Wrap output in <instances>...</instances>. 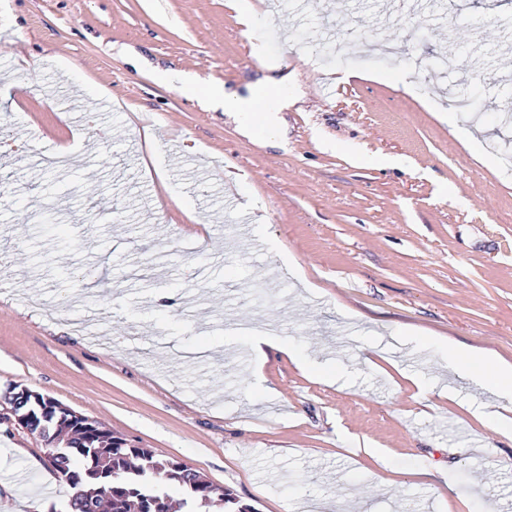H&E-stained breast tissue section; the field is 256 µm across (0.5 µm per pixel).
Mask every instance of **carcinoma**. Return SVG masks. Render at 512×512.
<instances>
[{"label": "carcinoma", "instance_id": "carcinoma-1", "mask_svg": "<svg viewBox=\"0 0 512 512\" xmlns=\"http://www.w3.org/2000/svg\"><path fill=\"white\" fill-rule=\"evenodd\" d=\"M43 425L44 440L51 445L48 463L73 491L70 512H132V501L138 503V512H157V504L165 505L167 512H181L188 505L204 508L215 496L227 512L249 509L214 488L199 471L176 460L158 459L151 450L126 440L118 442L97 427H70L69 438L60 446L54 443L57 420ZM175 491L183 497L175 498Z\"/></svg>", "mask_w": 512, "mask_h": 512}]
</instances>
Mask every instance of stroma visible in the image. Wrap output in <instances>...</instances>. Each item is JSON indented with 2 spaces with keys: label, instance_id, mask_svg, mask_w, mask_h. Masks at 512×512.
<instances>
[{
  "label": "stroma",
  "instance_id": "obj_1",
  "mask_svg": "<svg viewBox=\"0 0 512 512\" xmlns=\"http://www.w3.org/2000/svg\"><path fill=\"white\" fill-rule=\"evenodd\" d=\"M248 2L0 0V414L52 397L252 512H512V406L413 340L512 362V0ZM272 64L298 99L263 148L201 95ZM476 83L495 121L441 120ZM266 323L318 376L273 352L255 383ZM47 453L0 432V512H64Z\"/></svg>",
  "mask_w": 512,
  "mask_h": 512
}]
</instances>
